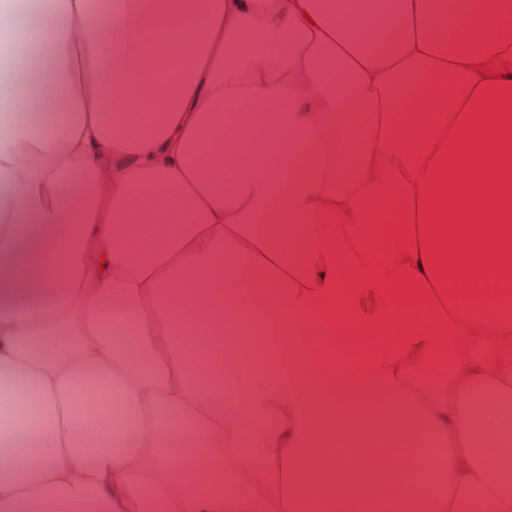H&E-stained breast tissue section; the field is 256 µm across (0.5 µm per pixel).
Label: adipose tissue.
<instances>
[{
    "label": "adipose tissue",
    "instance_id": "1",
    "mask_svg": "<svg viewBox=\"0 0 512 512\" xmlns=\"http://www.w3.org/2000/svg\"><path fill=\"white\" fill-rule=\"evenodd\" d=\"M511 290L512 0H0V512H512Z\"/></svg>",
    "mask_w": 512,
    "mask_h": 512
}]
</instances>
